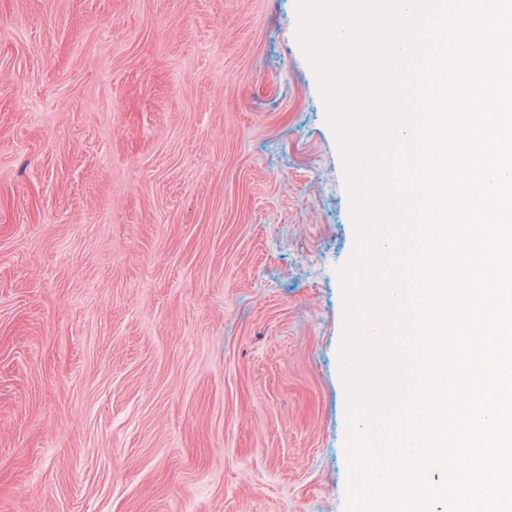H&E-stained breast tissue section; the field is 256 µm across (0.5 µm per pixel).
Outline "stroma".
<instances>
[{"instance_id":"1","label":"stroma","mask_w":512,"mask_h":512,"mask_svg":"<svg viewBox=\"0 0 512 512\" xmlns=\"http://www.w3.org/2000/svg\"><path fill=\"white\" fill-rule=\"evenodd\" d=\"M299 0H0V512H345L357 230Z\"/></svg>"}]
</instances>
